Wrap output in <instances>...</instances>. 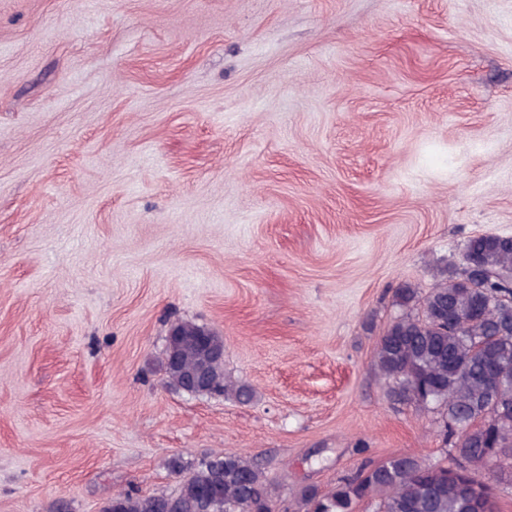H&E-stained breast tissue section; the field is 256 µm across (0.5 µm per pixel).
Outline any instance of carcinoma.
Returning a JSON list of instances; mask_svg holds the SVG:
<instances>
[{
  "instance_id": "cac0c4a2",
  "label": "carcinoma",
  "mask_w": 512,
  "mask_h": 512,
  "mask_svg": "<svg viewBox=\"0 0 512 512\" xmlns=\"http://www.w3.org/2000/svg\"><path fill=\"white\" fill-rule=\"evenodd\" d=\"M483 277L463 269L436 284L425 295L400 288L397 305L408 312L387 328L376 351L377 367L388 392L406 402L438 411L444 436L457 447L469 443V455L482 458L492 451L500 472L512 471V423L501 424L490 414L512 419V237L479 235L465 245ZM180 341L164 359L165 373L175 387L202 360L194 343L201 327L176 324ZM216 392L231 389L224 362L212 366ZM476 481L448 473L443 463L426 464L410 455L383 463L341 480L327 492L305 487L299 497L303 512H356L362 502H377L376 512H464L456 490ZM274 512L272 482L256 462L225 453L199 462L171 493H121L106 512Z\"/></svg>"
}]
</instances>
